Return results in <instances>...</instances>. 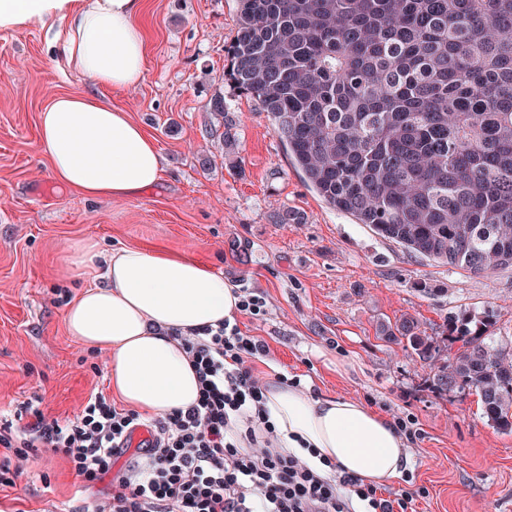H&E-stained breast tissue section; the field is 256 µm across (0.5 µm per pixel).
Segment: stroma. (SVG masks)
<instances>
[{
    "instance_id": "obj_1",
    "label": "stroma",
    "mask_w": 512,
    "mask_h": 512,
    "mask_svg": "<svg viewBox=\"0 0 512 512\" xmlns=\"http://www.w3.org/2000/svg\"><path fill=\"white\" fill-rule=\"evenodd\" d=\"M236 14L237 0H145L143 81L98 92L162 157V181L129 200L87 199L52 178L39 116L54 95L89 87L53 65L57 22L0 31V418L29 408L72 418L110 386L106 354L64 324V297L88 284L70 263L77 244L168 249L266 297L262 319L237 317L270 347L256 365L264 379L296 376L310 395L415 419L404 472L427 494L414 512H512V433L488 425L476 396H436L427 367L380 334L405 315L431 334L448 313L489 307L495 343L511 344L512 268L473 274L414 257L325 204L267 113L223 81ZM218 92L221 117L207 108ZM285 209L303 223H275ZM75 481L60 456L37 449L0 512H68Z\"/></svg>"
}]
</instances>
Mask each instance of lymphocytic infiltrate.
I'll return each mask as SVG.
<instances>
[{"label":"lymphocytic infiltrate","instance_id":"1","mask_svg":"<svg viewBox=\"0 0 512 512\" xmlns=\"http://www.w3.org/2000/svg\"><path fill=\"white\" fill-rule=\"evenodd\" d=\"M180 344L198 378L195 404L151 416L100 389L75 418L37 410L22 432L0 425V492L15 486L30 450L45 448L81 479L70 512H408L421 496L405 488L386 498L360 478H325L279 451L254 368L269 353L260 337L227 321ZM140 430L150 438L137 444ZM122 457L125 473H113Z\"/></svg>","mask_w":512,"mask_h":512}]
</instances>
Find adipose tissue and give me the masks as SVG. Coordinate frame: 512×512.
<instances>
[{
	"label": "adipose tissue",
	"instance_id": "ef3b65f1",
	"mask_svg": "<svg viewBox=\"0 0 512 512\" xmlns=\"http://www.w3.org/2000/svg\"><path fill=\"white\" fill-rule=\"evenodd\" d=\"M143 0H0V30L63 21L60 71L94 86L139 84L147 69L137 18ZM40 144L59 184L88 199H131L163 177L155 140L98 95L55 96L40 115ZM92 281L68 305L64 323L85 347L106 352L112 393L130 408L163 414L195 402V372L177 334L233 318L234 285L190 256L140 247L103 252L86 241L74 258ZM266 410L283 451H315L371 485L398 479L407 459L392 421L359 402L315 398L283 380L266 384Z\"/></svg>",
	"mask_w": 512,
	"mask_h": 512
}]
</instances>
